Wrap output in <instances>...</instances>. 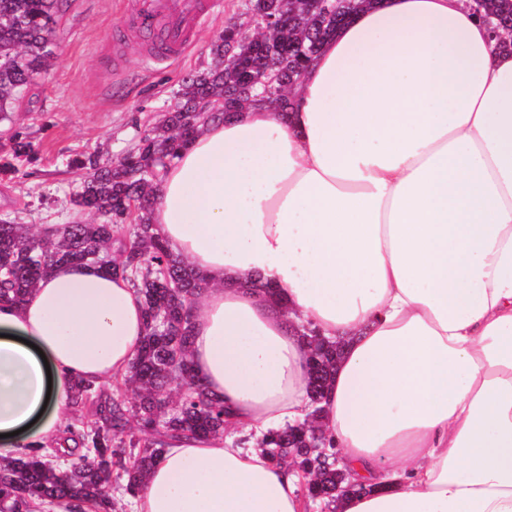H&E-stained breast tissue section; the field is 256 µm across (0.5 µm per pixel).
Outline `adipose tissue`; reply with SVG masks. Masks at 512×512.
<instances>
[{
  "mask_svg": "<svg viewBox=\"0 0 512 512\" xmlns=\"http://www.w3.org/2000/svg\"><path fill=\"white\" fill-rule=\"evenodd\" d=\"M157 232L210 283L191 360L232 428L304 422L301 327L343 353L324 423L367 490L337 512H512V50L468 0H372L289 113L207 123L165 174ZM144 305L60 264L0 304V457L60 439L72 387L123 374ZM296 470L172 438L134 512H309Z\"/></svg>",
  "mask_w": 512,
  "mask_h": 512,
  "instance_id": "adipose-tissue-1",
  "label": "adipose tissue"
}]
</instances>
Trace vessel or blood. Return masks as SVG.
<instances>
[{
	"label": "vessel or blood",
	"mask_w": 512,
	"mask_h": 512,
	"mask_svg": "<svg viewBox=\"0 0 512 512\" xmlns=\"http://www.w3.org/2000/svg\"><path fill=\"white\" fill-rule=\"evenodd\" d=\"M212 5V0H133L135 16L160 35L164 56L176 59L188 48L192 33Z\"/></svg>",
	"instance_id": "1"
}]
</instances>
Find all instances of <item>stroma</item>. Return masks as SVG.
Instances as JSON below:
<instances>
[{"mask_svg":"<svg viewBox=\"0 0 512 512\" xmlns=\"http://www.w3.org/2000/svg\"><path fill=\"white\" fill-rule=\"evenodd\" d=\"M248 6L249 0H222L196 30L184 61L151 66L129 30L132 15L124 0H64L53 57L12 112L10 124H0V158L12 153L10 126L25 132L34 149L19 174L0 175V218L37 228L93 222L92 214L69 205L83 175L72 159L123 155L174 104L183 78L213 65V42L228 23L247 21ZM119 26L126 34L118 40Z\"/></svg>","mask_w":512,"mask_h":512,"instance_id":"stroma-1","label":"stroma"}]
</instances>
